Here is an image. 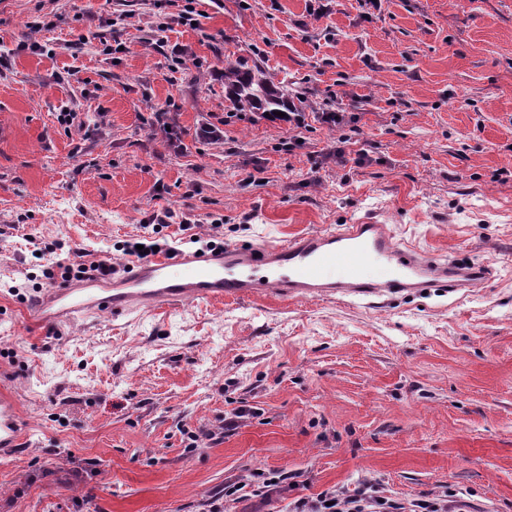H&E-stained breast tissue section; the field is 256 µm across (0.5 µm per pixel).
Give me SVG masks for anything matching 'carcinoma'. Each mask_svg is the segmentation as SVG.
Here are the masks:
<instances>
[{
  "label": "carcinoma",
  "mask_w": 512,
  "mask_h": 512,
  "mask_svg": "<svg viewBox=\"0 0 512 512\" xmlns=\"http://www.w3.org/2000/svg\"><path fill=\"white\" fill-rule=\"evenodd\" d=\"M224 101L236 111L248 109L266 116L300 112L305 105L301 97L276 85L262 66L244 58L224 61Z\"/></svg>",
  "instance_id": "1"
}]
</instances>
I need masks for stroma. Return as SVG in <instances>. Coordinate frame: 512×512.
<instances>
[{
    "label": "stroma",
    "instance_id": "obj_1",
    "mask_svg": "<svg viewBox=\"0 0 512 512\" xmlns=\"http://www.w3.org/2000/svg\"><path fill=\"white\" fill-rule=\"evenodd\" d=\"M248 2L193 0L195 25L161 33L150 0H0V387L26 435L0 459V512H288L366 483L512 512V0ZM115 39L125 51L104 53ZM228 57L304 97V127L225 120ZM65 105L81 126L59 120ZM327 110L353 120L342 164ZM295 135L303 145L281 150ZM162 206L191 221L169 225L172 240L219 218L228 245L371 217L495 277L373 307L30 318L41 265L66 259L45 244L99 260ZM240 406L252 416L225 427ZM256 473L279 494L225 501Z\"/></svg>",
    "mask_w": 512,
    "mask_h": 512
}]
</instances>
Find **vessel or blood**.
<instances>
[{"instance_id":"1","label":"vessel or blood","mask_w":512,"mask_h":512,"mask_svg":"<svg viewBox=\"0 0 512 512\" xmlns=\"http://www.w3.org/2000/svg\"><path fill=\"white\" fill-rule=\"evenodd\" d=\"M382 280L364 279L363 264ZM493 275L485 263L448 262L396 240L386 225L368 221L327 227L274 245L181 250L132 261L125 273L50 289L32 308L38 322L60 323L89 312L126 315L194 302L282 299L372 301L432 288L454 292L484 287ZM23 426L13 398L0 394V448L17 447Z\"/></svg>"}]
</instances>
